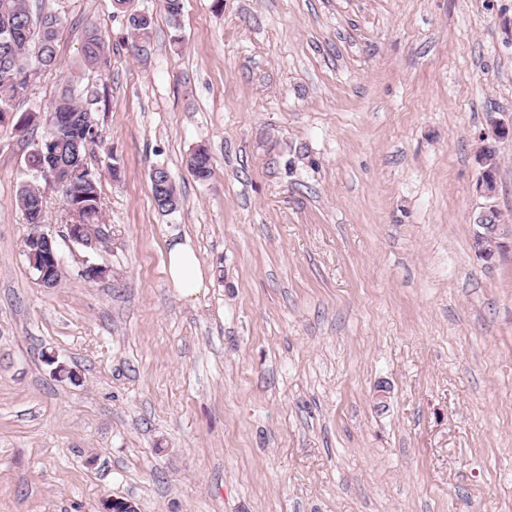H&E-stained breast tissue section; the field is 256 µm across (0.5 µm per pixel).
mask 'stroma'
Masks as SVG:
<instances>
[{"mask_svg":"<svg viewBox=\"0 0 512 512\" xmlns=\"http://www.w3.org/2000/svg\"><path fill=\"white\" fill-rule=\"evenodd\" d=\"M29 4L64 25L28 125L0 128V512H512V234L473 247L483 211L512 225V135L490 197L479 139L512 120V0H183L176 26L162 0ZM90 24L106 66L83 62ZM71 84L98 97L92 251L25 167ZM184 237L194 298L165 270ZM126 20L128 22L127 27L131 33L141 40L138 43H132V48L135 54L140 55V53L146 51V46L143 44L146 43V40H144L143 36L148 34V30L151 27V18L144 14H130ZM187 168L188 171L196 178V174L193 172V169H196L197 172L205 171V181L209 180L213 174V160L212 156L207 148L204 146H200L196 148L187 159ZM200 180V179H198ZM201 181V180H200ZM169 171V170H168ZM164 168H155L154 171V185L152 180L153 169L150 170L149 179L151 183V190L154 194L155 187V204L158 208L165 206L167 210L174 206L173 200L167 194L168 185L172 181L171 175ZM171 203V204H170ZM18 204L24 211L28 224H43V198L37 185L25 183L20 189ZM24 251L28 254L26 256L29 264L31 259L33 266H36L40 273L37 279L38 282L46 288L52 287L54 278L61 273V260L55 239L51 235L44 234L42 245L37 249L40 260L36 258L35 252H28L26 248ZM168 276L186 297H195L205 287L204 273L189 238L173 241L167 251Z\"/></svg>","mask_w":512,"mask_h":512,"instance_id":"stroma-1","label":"stroma"}]
</instances>
